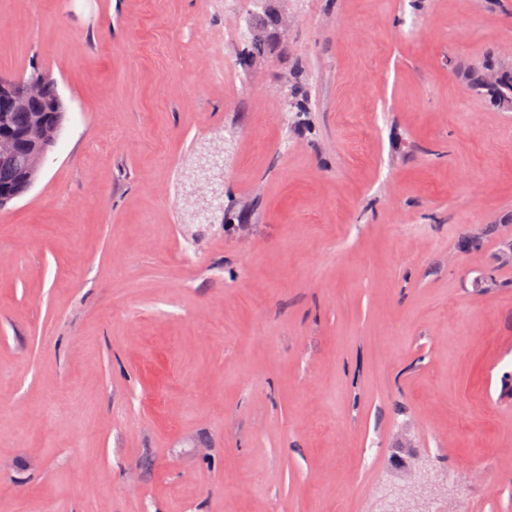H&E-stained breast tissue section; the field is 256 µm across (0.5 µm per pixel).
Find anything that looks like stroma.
Wrapping results in <instances>:
<instances>
[{"instance_id":"obj_1","label":"stroma","mask_w":512,"mask_h":512,"mask_svg":"<svg viewBox=\"0 0 512 512\" xmlns=\"http://www.w3.org/2000/svg\"><path fill=\"white\" fill-rule=\"evenodd\" d=\"M263 8L0 0L66 108L0 210V512H381L410 453L512 512V112L463 78L512 0H277L246 69Z\"/></svg>"}]
</instances>
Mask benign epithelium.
I'll return each instance as SVG.
<instances>
[{
  "label": "benign epithelium",
  "mask_w": 512,
  "mask_h": 512,
  "mask_svg": "<svg viewBox=\"0 0 512 512\" xmlns=\"http://www.w3.org/2000/svg\"><path fill=\"white\" fill-rule=\"evenodd\" d=\"M46 81L48 78L41 74L17 94L14 78L0 75V95L15 97L16 105L21 109L33 108V117L18 133L7 129V117L0 118V127L5 129L4 135L0 136V159L19 164L21 176L28 185L36 182L43 158L62 130L60 102L39 104Z\"/></svg>",
  "instance_id": "obj_1"
}]
</instances>
